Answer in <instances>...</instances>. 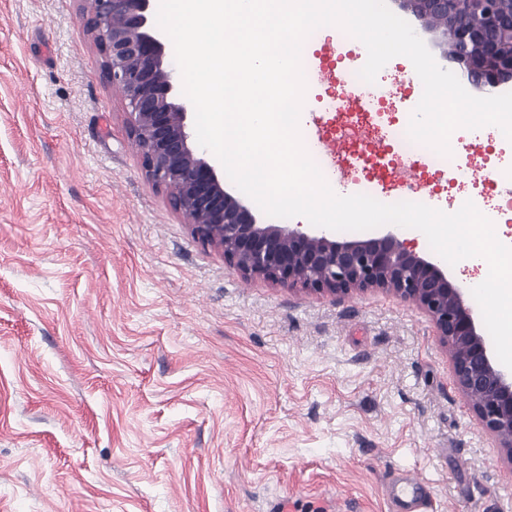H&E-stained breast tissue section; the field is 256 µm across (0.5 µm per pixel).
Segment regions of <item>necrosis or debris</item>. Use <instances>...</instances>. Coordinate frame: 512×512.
Returning a JSON list of instances; mask_svg holds the SVG:
<instances>
[{
  "label": "necrosis or debris",
  "mask_w": 512,
  "mask_h": 512,
  "mask_svg": "<svg viewBox=\"0 0 512 512\" xmlns=\"http://www.w3.org/2000/svg\"><path fill=\"white\" fill-rule=\"evenodd\" d=\"M365 62V57L359 56L341 70L335 58L322 59L316 65L310 53L302 55L303 72L309 79L305 99L323 104L328 114L322 128L324 139L348 140L353 153L351 168L357 182L396 183V172L404 157L426 155L430 158L429 164L411 170L406 187L408 193L417 197L435 194L436 187L429 179V170L433 167L443 172L445 190L465 188L470 174L461 168L456 156L432 152L407 135L413 105L422 97L421 81L399 66L392 85L363 84L358 72ZM360 88L368 94L363 105L358 104L354 96L355 90Z\"/></svg>",
  "instance_id": "obj_1"
}]
</instances>
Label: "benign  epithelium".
I'll return each mask as SVG.
<instances>
[{
    "label": "benign epithelium",
    "instance_id": "7a95c632",
    "mask_svg": "<svg viewBox=\"0 0 512 512\" xmlns=\"http://www.w3.org/2000/svg\"><path fill=\"white\" fill-rule=\"evenodd\" d=\"M82 19L121 93L130 136L146 179L167 192L173 209L206 246L221 251L247 280L261 279L341 298L381 289L432 320L448 349L458 389L512 458V370L481 334L464 288L437 262L407 250L392 233L337 241L302 225L263 224L224 187L188 130L190 100L165 62L155 0H82ZM413 15L449 62L479 90L512 85V0H393Z\"/></svg>",
    "mask_w": 512,
    "mask_h": 512
}]
</instances>
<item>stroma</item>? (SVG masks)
<instances>
[{
  "label": "stroma",
  "mask_w": 512,
  "mask_h": 512,
  "mask_svg": "<svg viewBox=\"0 0 512 512\" xmlns=\"http://www.w3.org/2000/svg\"><path fill=\"white\" fill-rule=\"evenodd\" d=\"M80 0H0V512H512L430 318L243 280L142 172ZM427 495V492L422 491V483L396 478L392 483V501L399 510L393 512H415L406 510Z\"/></svg>",
  "instance_id": "stroma-1"
}]
</instances>
